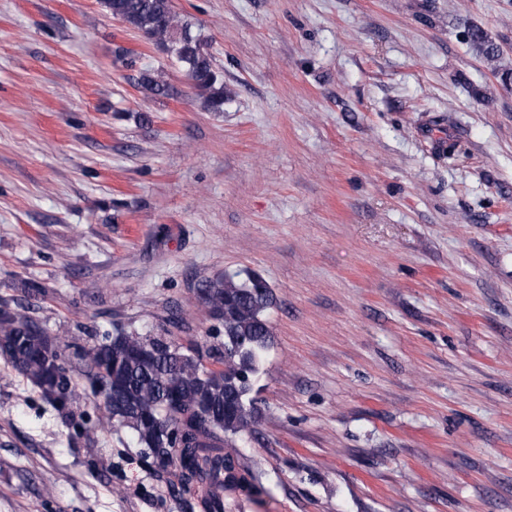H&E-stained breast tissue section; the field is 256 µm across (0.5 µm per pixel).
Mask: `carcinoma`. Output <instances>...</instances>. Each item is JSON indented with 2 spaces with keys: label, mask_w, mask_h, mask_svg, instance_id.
<instances>
[{
  "label": "carcinoma",
  "mask_w": 512,
  "mask_h": 512,
  "mask_svg": "<svg viewBox=\"0 0 512 512\" xmlns=\"http://www.w3.org/2000/svg\"><path fill=\"white\" fill-rule=\"evenodd\" d=\"M113 18L147 40L167 48L193 81L211 112L224 111V82L205 42L174 11L171 0H102ZM469 41L488 61L498 48L478 28ZM140 86L155 96L169 86L141 73ZM200 298L209 317L224 327L222 348L205 367L197 349L168 336H142L124 328L100 342L77 346V363L65 355L59 337L25 310L0 305V357L41 394L67 425L81 418L80 384L100 398L97 423L129 429L161 467L174 466L188 492L202 493L208 512H224L216 490L232 494L255 489L236 442L252 432L258 408L250 397L270 345L267 311L274 304L269 284L239 272L207 279ZM175 426L178 440L165 428Z\"/></svg>",
  "instance_id": "cac0c4a2"
}]
</instances>
